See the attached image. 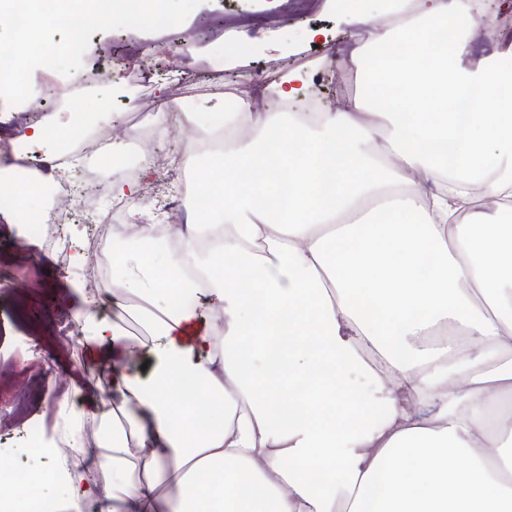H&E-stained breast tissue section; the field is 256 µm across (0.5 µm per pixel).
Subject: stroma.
<instances>
[{"instance_id": "1", "label": "stroma", "mask_w": 512, "mask_h": 512, "mask_svg": "<svg viewBox=\"0 0 512 512\" xmlns=\"http://www.w3.org/2000/svg\"><path fill=\"white\" fill-rule=\"evenodd\" d=\"M375 23L392 27L394 15L382 0H202L179 26L155 33L121 29L94 33L83 57L80 83L56 72L35 69L32 96L13 115L17 124L34 123L51 114L67 120L73 112H93L98 100L108 103V116L98 117V130L110 132L109 145L123 167H137L148 152L183 158L168 184L143 197L144 223H157L156 208L196 207L194 155L170 137L160 115L186 110L193 125L210 121L226 109L229 92L269 77L278 84L290 68L308 74L309 92L319 95L327 111L346 107L336 84L341 60L361 30L349 23L356 7ZM261 24L247 32L243 16ZM512 32V13L493 11L472 36L474 59L491 56L502 34ZM143 70L145 82L117 78L120 63ZM154 128L150 144L133 137L131 118ZM28 228L13 208L0 207V362L10 365L0 385V468L26 473L57 471L60 453L50 436L60 408H81L89 387L99 383L90 365L83 335L64 340L54 332V314L69 308L74 294L52 254L29 262Z\"/></svg>"}]
</instances>
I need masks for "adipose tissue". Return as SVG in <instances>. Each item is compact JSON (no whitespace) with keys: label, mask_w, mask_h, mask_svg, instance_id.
Wrapping results in <instances>:
<instances>
[{"label":"adipose tissue","mask_w":512,"mask_h":512,"mask_svg":"<svg viewBox=\"0 0 512 512\" xmlns=\"http://www.w3.org/2000/svg\"><path fill=\"white\" fill-rule=\"evenodd\" d=\"M428 2L355 14L347 60L373 64L345 111L215 118L208 217L114 254L111 316H79L110 374L67 418L66 512H512V36L471 63L469 0ZM199 292L215 322L174 302Z\"/></svg>","instance_id":"1"}]
</instances>
